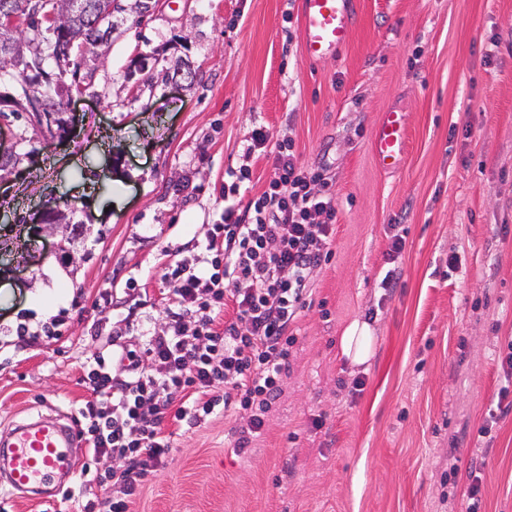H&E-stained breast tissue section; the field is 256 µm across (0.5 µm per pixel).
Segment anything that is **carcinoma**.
Listing matches in <instances>:
<instances>
[{"mask_svg": "<svg viewBox=\"0 0 512 512\" xmlns=\"http://www.w3.org/2000/svg\"><path fill=\"white\" fill-rule=\"evenodd\" d=\"M52 8L42 7L37 12L22 11L19 21L25 28L14 35L0 31V72H14L20 82V91L1 94L11 103L13 111L23 112L28 106L27 89L36 86L41 90L45 111L61 112L65 98L71 93L91 88L92 74L79 77L72 71L71 82L56 79V72L43 68V56L64 63L70 61L72 50L67 41L56 34L67 28L80 36L88 46L91 56L100 57L99 49L112 34L109 24L100 19L113 0H43Z\"/></svg>", "mask_w": 512, "mask_h": 512, "instance_id": "1", "label": "carcinoma"}]
</instances>
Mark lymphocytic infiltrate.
<instances>
[{
  "label": "lymphocytic infiltrate",
  "mask_w": 512,
  "mask_h": 512,
  "mask_svg": "<svg viewBox=\"0 0 512 512\" xmlns=\"http://www.w3.org/2000/svg\"><path fill=\"white\" fill-rule=\"evenodd\" d=\"M335 221L325 170L304 166L292 141L277 143L267 189L245 209L225 206L198 254L166 264V329L142 334L132 348L113 328L87 361L90 398L77 413L88 452L64 497L67 512H127L125 499L107 496V483L134 494L164 465L170 425L199 424L216 407L245 419L235 446L248 447L290 374V328L329 256ZM106 454L122 461L109 475L97 467Z\"/></svg>",
  "instance_id": "1"
}]
</instances>
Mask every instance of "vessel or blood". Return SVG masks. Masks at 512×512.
Here are the masks:
<instances>
[{
  "label": "vessel or blood",
  "mask_w": 512,
  "mask_h": 512,
  "mask_svg": "<svg viewBox=\"0 0 512 512\" xmlns=\"http://www.w3.org/2000/svg\"><path fill=\"white\" fill-rule=\"evenodd\" d=\"M303 57L315 64L349 44L358 0H298ZM402 113L385 112L375 128L371 148L387 170L400 168L407 152ZM77 434L59 418L41 416L13 424L0 434V488L39 494L46 484L74 474L78 464L68 454Z\"/></svg>",
  "instance_id": "vessel-or-blood-1"
}]
</instances>
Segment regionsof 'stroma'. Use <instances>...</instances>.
Returning a JSON list of instances; mask_svg holds the SVG:
<instances>
[{
	"label": "stroma",
	"instance_id": "obj_1",
	"mask_svg": "<svg viewBox=\"0 0 512 512\" xmlns=\"http://www.w3.org/2000/svg\"><path fill=\"white\" fill-rule=\"evenodd\" d=\"M359 2L346 49L309 65L288 0H158L116 17L66 137L0 117L23 158L0 176V333L61 331L0 348V431L41 415L73 424L85 362L105 344L95 327L129 320L130 344L165 328L166 259L191 257L221 223L240 166L239 206L267 186L253 129L326 168L336 195L330 256L262 434L240 453L223 413L175 428L135 496L110 487L128 512H464L462 498L441 503L444 473L456 464L465 484L481 445L482 508L512 512V413L489 443L477 433L503 382L497 343L512 337V0ZM156 49L191 62V88L158 64L130 78ZM392 109L408 152L388 173L370 138ZM47 201L87 228L70 253L39 228ZM396 230L401 278L384 299ZM371 310L375 355L357 367L339 339ZM360 373V395L339 389Z\"/></svg>",
	"mask_w": 512,
	"mask_h": 512
}]
</instances>
